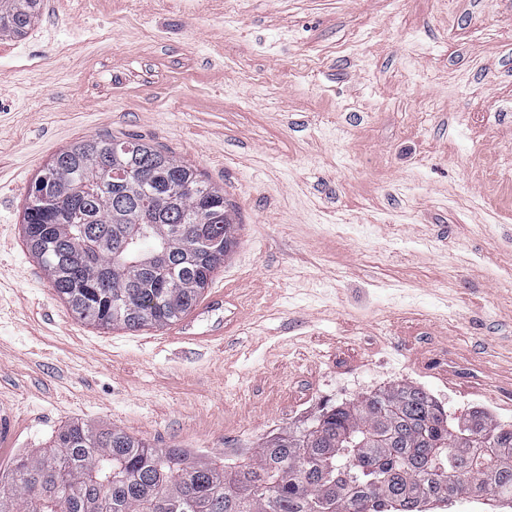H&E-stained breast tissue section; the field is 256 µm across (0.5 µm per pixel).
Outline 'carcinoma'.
<instances>
[{"label": "carcinoma", "mask_w": 512, "mask_h": 512, "mask_svg": "<svg viewBox=\"0 0 512 512\" xmlns=\"http://www.w3.org/2000/svg\"><path fill=\"white\" fill-rule=\"evenodd\" d=\"M42 0H0L20 37ZM23 234L82 321L131 331L180 321L237 243L224 193L141 139L80 140L34 180ZM480 493L512 505V425L451 419L398 384L333 407L225 464L72 424L0 480V512H421Z\"/></svg>", "instance_id": "obj_1"}]
</instances>
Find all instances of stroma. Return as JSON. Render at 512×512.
Listing matches in <instances>:
<instances>
[{
  "label": "stroma",
  "mask_w": 512,
  "mask_h": 512,
  "mask_svg": "<svg viewBox=\"0 0 512 512\" xmlns=\"http://www.w3.org/2000/svg\"><path fill=\"white\" fill-rule=\"evenodd\" d=\"M181 4L44 0L0 52V473L73 423L233 460L401 383L512 424V0ZM109 137L223 188V346L80 321L28 251L39 170Z\"/></svg>",
  "instance_id": "1"
}]
</instances>
